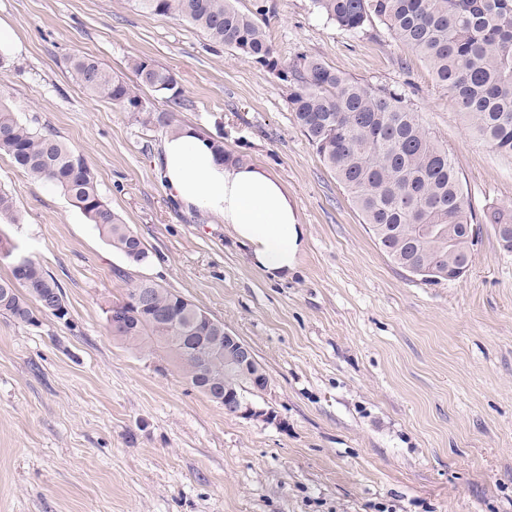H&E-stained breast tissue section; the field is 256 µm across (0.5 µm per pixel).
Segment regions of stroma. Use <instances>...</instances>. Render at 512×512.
I'll return each mask as SVG.
<instances>
[{
	"label": "stroma",
	"mask_w": 512,
	"mask_h": 512,
	"mask_svg": "<svg viewBox=\"0 0 512 512\" xmlns=\"http://www.w3.org/2000/svg\"><path fill=\"white\" fill-rule=\"evenodd\" d=\"M260 3L279 62L306 54L405 88L475 210L512 209V155L470 131L384 25L354 33L312 0H235ZM77 52L128 80L137 57L167 68L183 123L281 182L305 229L287 278L254 267L219 216L178 207L162 133L79 86L66 67ZM0 82L18 120L87 159L151 253L129 264L62 193L0 157L21 216L0 231L57 279L69 311L36 326L0 316V512H512V253L492 225L459 279L399 268L297 126L278 73L134 0H0ZM121 270L248 344L278 423L225 414L164 354L115 342L105 310L127 288Z\"/></svg>",
	"instance_id": "stroma-1"
}]
</instances>
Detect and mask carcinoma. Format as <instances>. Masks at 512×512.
Segmentation results:
<instances>
[{"instance_id": "1", "label": "carcinoma", "mask_w": 512, "mask_h": 512, "mask_svg": "<svg viewBox=\"0 0 512 512\" xmlns=\"http://www.w3.org/2000/svg\"><path fill=\"white\" fill-rule=\"evenodd\" d=\"M148 16L176 15L198 28L214 48H227L278 71L288 83V106L322 161L350 195L379 246L399 267L413 268L425 282L448 277V262L467 244L466 230L478 224H511L512 210L479 216L464 191L453 159L432 135L399 88L353 81L318 59L298 55L279 64L258 20L240 12L233 0H135ZM314 7L347 31L378 21L391 37L420 55L436 82L450 90L469 128L492 149L512 155V0H312ZM74 79L141 123L166 135L183 128L176 112L146 105L138 86L184 106L173 75L147 58L131 67L138 85L115 76L92 56L68 58ZM0 156L33 181L51 186L93 224L108 245L134 266L150 252L99 194L86 158L51 131L18 121L1 102ZM0 218L19 223L12 198L0 192ZM415 224L431 228L420 234ZM453 228H448V225ZM0 256L13 258L12 277L0 279V316L37 326L39 316H68L59 283L33 259L13 255L0 234ZM130 308L106 323L113 338L138 351H162L183 378L219 407L224 393L251 381L224 367V360L197 362L189 348L198 336L224 335V322L191 300L149 280L125 293Z\"/></svg>"}]
</instances>
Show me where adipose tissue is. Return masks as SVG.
I'll return each mask as SVG.
<instances>
[{
  "mask_svg": "<svg viewBox=\"0 0 512 512\" xmlns=\"http://www.w3.org/2000/svg\"><path fill=\"white\" fill-rule=\"evenodd\" d=\"M168 189L184 209L208 211L229 225L257 268L287 277L303 246L295 202L264 170L243 162H217L194 127L165 137L159 154Z\"/></svg>",
  "mask_w": 512,
  "mask_h": 512,
  "instance_id": "adipose-tissue-1",
  "label": "adipose tissue"
}]
</instances>
